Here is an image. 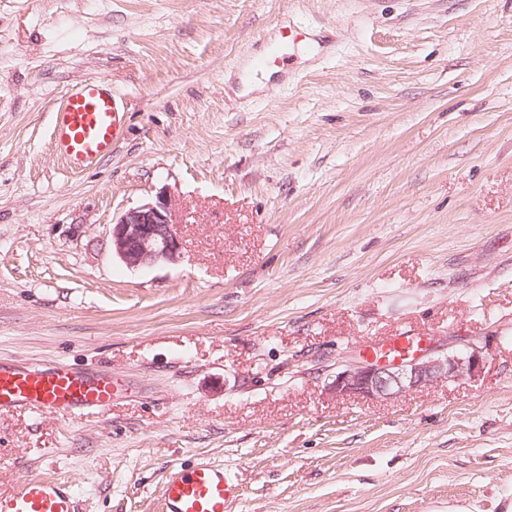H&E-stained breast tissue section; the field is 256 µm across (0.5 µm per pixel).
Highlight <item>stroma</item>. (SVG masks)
<instances>
[{
  "label": "stroma",
  "mask_w": 512,
  "mask_h": 512,
  "mask_svg": "<svg viewBox=\"0 0 512 512\" xmlns=\"http://www.w3.org/2000/svg\"><path fill=\"white\" fill-rule=\"evenodd\" d=\"M288 25L312 43L251 80ZM95 77L123 128L74 173L51 113ZM162 189L183 255L127 268L111 225ZM399 330L490 356L393 401L326 391ZM0 357L130 388L0 413V496L53 477L83 512H159L205 456L233 512H505L512 0H0Z\"/></svg>",
  "instance_id": "obj_1"
}]
</instances>
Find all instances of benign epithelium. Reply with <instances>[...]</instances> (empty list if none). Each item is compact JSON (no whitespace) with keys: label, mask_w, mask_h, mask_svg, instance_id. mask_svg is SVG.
I'll use <instances>...</instances> for the list:
<instances>
[{"label":"benign epithelium","mask_w":512,"mask_h":512,"mask_svg":"<svg viewBox=\"0 0 512 512\" xmlns=\"http://www.w3.org/2000/svg\"><path fill=\"white\" fill-rule=\"evenodd\" d=\"M110 236L112 252L130 268L175 264L181 259L174 200L166 190L122 213L113 222ZM486 359L487 348L475 339L446 353L417 354L393 363L370 356L345 359L328 376L326 390L338 397L391 401L433 383L474 379L482 373Z\"/></svg>","instance_id":"obj_1"}]
</instances>
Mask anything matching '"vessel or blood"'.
Here are the masks:
<instances>
[{"mask_svg":"<svg viewBox=\"0 0 512 512\" xmlns=\"http://www.w3.org/2000/svg\"><path fill=\"white\" fill-rule=\"evenodd\" d=\"M299 32L283 27L279 40L254 57L250 68L262 73L285 63L289 49L300 46ZM53 147L71 171H81L112 150L122 114L109 84L84 81L53 112ZM422 337L401 332L372 342L374 352L388 358L420 350ZM124 391L112 373L76 369L61 362L37 365L0 360V411L22 409L72 420L102 412ZM239 485L223 466L203 459L190 467H168L162 486L161 512H229ZM0 512H78L76 494L62 480L31 476L11 495L0 497Z\"/></svg>","mask_w":512,"mask_h":512,"instance_id":"b4317fda","label":"vessel or blood"}]
</instances>
